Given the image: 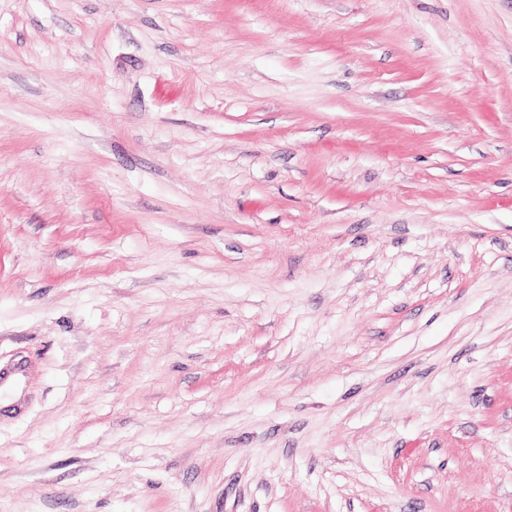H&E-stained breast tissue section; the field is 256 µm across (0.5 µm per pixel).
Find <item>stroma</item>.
Returning <instances> with one entry per match:
<instances>
[{
  "mask_svg": "<svg viewBox=\"0 0 512 512\" xmlns=\"http://www.w3.org/2000/svg\"><path fill=\"white\" fill-rule=\"evenodd\" d=\"M0 512H512V0H0Z\"/></svg>",
  "mask_w": 512,
  "mask_h": 512,
  "instance_id": "1",
  "label": "stroma"
}]
</instances>
